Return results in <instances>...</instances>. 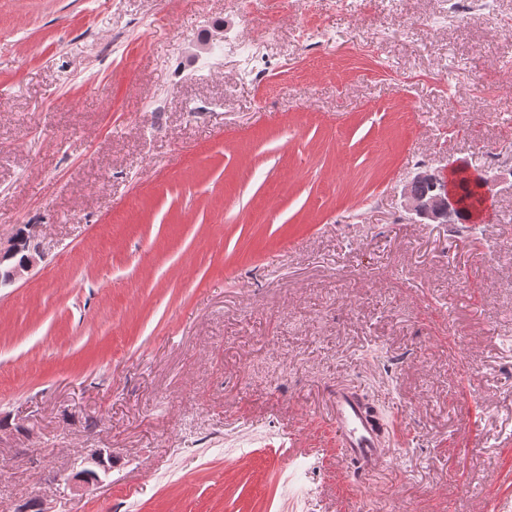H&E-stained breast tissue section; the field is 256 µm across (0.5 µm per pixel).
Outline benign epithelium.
Segmentation results:
<instances>
[{"mask_svg":"<svg viewBox=\"0 0 512 512\" xmlns=\"http://www.w3.org/2000/svg\"><path fill=\"white\" fill-rule=\"evenodd\" d=\"M405 209L423 220L449 224L456 208L455 197L448 186L441 185V177L429 168H422L405 184L403 189ZM37 228H30L29 252L20 265H3L18 245L16 238L0 243V288L10 286L24 277L43 260V253L36 243Z\"/></svg>","mask_w":512,"mask_h":512,"instance_id":"benign-epithelium-1","label":"benign epithelium"}]
</instances>
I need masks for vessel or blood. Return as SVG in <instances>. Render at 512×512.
Instances as JSON below:
<instances>
[{"instance_id":"1","label":"vessel or blood","mask_w":512,"mask_h":512,"mask_svg":"<svg viewBox=\"0 0 512 512\" xmlns=\"http://www.w3.org/2000/svg\"><path fill=\"white\" fill-rule=\"evenodd\" d=\"M331 427L336 436V457L355 473L386 468L393 453L382 416L357 390L339 386L331 392Z\"/></svg>"}]
</instances>
